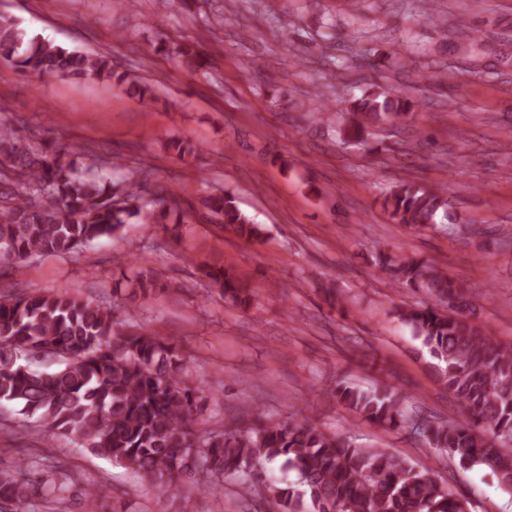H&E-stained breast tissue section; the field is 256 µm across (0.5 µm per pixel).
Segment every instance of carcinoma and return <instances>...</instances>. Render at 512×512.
<instances>
[{"label": "carcinoma", "mask_w": 512, "mask_h": 512, "mask_svg": "<svg viewBox=\"0 0 512 512\" xmlns=\"http://www.w3.org/2000/svg\"><path fill=\"white\" fill-rule=\"evenodd\" d=\"M198 43L169 49L188 67L205 60ZM0 59L16 72L40 79L89 77L124 83L140 97L148 88L117 72L112 59L30 34L12 16H0ZM367 119L389 120L412 101L369 89L352 100ZM66 146L23 142L0 124V164L13 176L0 181V256L20 265L33 255H67L112 237L149 206L154 224L171 209L163 191L147 199L137 180L114 182L104 172H80ZM402 224L425 228L448 218V199L437 187L398 182L385 199ZM207 208L224 229L248 240L266 238L244 213L234 193L211 195ZM400 292L425 291L436 305L399 307V319L422 339L439 380L462 404V422L424 417L415 431L430 448L448 454L463 470H490L512 490V453L497 438H512V346L488 336L476 316L479 303L468 287L438 264L414 254L379 255ZM224 298L247 304L251 291L231 266L201 264ZM130 297H145L154 283L129 281ZM336 399L373 424L406 422L399 392L388 385L363 389L336 381ZM208 396L186 373L177 345L117 321L112 309L67 290L51 294H0V404L35 419L49 442L70 435L76 445L115 466L138 473L166 496L192 479L207 488L217 479L244 484L245 494L274 505L271 512H467L429 475L381 448H363L308 420L260 418L196 429ZM23 458L0 469V512H51L69 490V477L42 451L19 449ZM278 462L296 482L260 477L258 461ZM106 487L84 489V512H98Z\"/></svg>", "instance_id": "carcinoma-1"}]
</instances>
